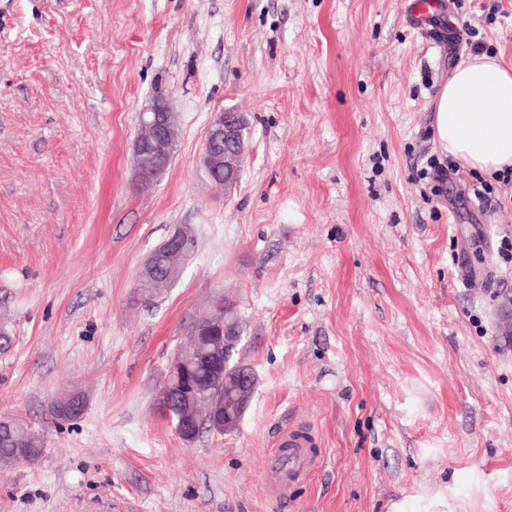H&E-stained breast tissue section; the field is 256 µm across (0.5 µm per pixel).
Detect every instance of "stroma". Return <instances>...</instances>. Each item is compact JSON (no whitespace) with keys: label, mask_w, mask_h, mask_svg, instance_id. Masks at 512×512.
Instances as JSON below:
<instances>
[{"label":"stroma","mask_w":512,"mask_h":512,"mask_svg":"<svg viewBox=\"0 0 512 512\" xmlns=\"http://www.w3.org/2000/svg\"><path fill=\"white\" fill-rule=\"evenodd\" d=\"M0 0V418L37 431L0 512H512V182L421 171L449 18L512 63V0ZM168 96L165 174L133 180L138 114ZM248 122L238 184L207 177L214 113ZM494 187L490 207L467 190ZM152 297L136 282L182 228ZM256 375L239 428L183 441L153 410L175 350L224 297ZM85 398L56 419L55 402ZM312 423L313 474L280 497L271 442ZM444 8L443 0H411L408 12L412 21L424 23L442 12Z\"/></svg>","instance_id":"obj_1"}]
</instances>
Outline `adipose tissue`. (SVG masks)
I'll use <instances>...</instances> for the list:
<instances>
[{"mask_svg":"<svg viewBox=\"0 0 512 512\" xmlns=\"http://www.w3.org/2000/svg\"><path fill=\"white\" fill-rule=\"evenodd\" d=\"M434 134L472 171L512 169V65L481 54L459 67L436 98Z\"/></svg>","mask_w":512,"mask_h":512,"instance_id":"obj_1","label":"adipose tissue"}]
</instances>
